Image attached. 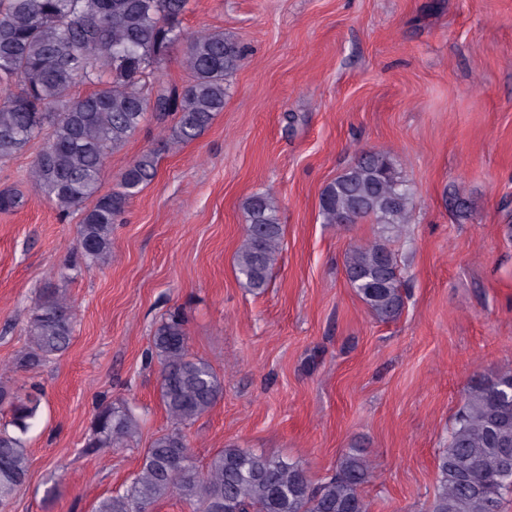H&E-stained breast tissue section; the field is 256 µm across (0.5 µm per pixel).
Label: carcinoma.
<instances>
[{"label":"carcinoma","mask_w":512,"mask_h":512,"mask_svg":"<svg viewBox=\"0 0 512 512\" xmlns=\"http://www.w3.org/2000/svg\"><path fill=\"white\" fill-rule=\"evenodd\" d=\"M187 0H0V160L35 139L43 145L31 177L63 213L82 211L77 247L89 265L104 262L112 224L156 176L158 156L147 152L122 175L120 188L100 193L107 156L141 127L148 111L174 116L163 148L191 142L224 110L227 82L243 51L229 36L185 34ZM182 41L190 82L178 89L155 73L168 48ZM92 90L76 95L77 84ZM18 87L13 91L12 87ZM320 207L328 224L345 217L399 228L410 221L413 198L388 156L369 152L326 186ZM245 238L235 268L254 293L267 287L282 247L277 207L266 192L242 205ZM347 280L380 321L397 318L404 304L396 253L383 240L351 249ZM75 314L64 295L49 292L34 305L25 332L23 368L51 362L69 347ZM160 363V398L172 427L145 449L126 490L99 500L93 512H150L163 498L178 496L193 512H369L361 487L371 478L358 452L346 453L335 473L312 486L298 464L240 448L215 453L199 469L186 429L223 394L206 361L189 354L185 321L171 314L154 333ZM41 401L36 387L0 388V406L11 419L0 427V506L13 498L28 473L22 435ZM134 408L100 406L84 454L126 448L137 433ZM512 446V375L475 380L464 394L438 457V478L429 512H500L512 492V468L500 450Z\"/></svg>","instance_id":"1"}]
</instances>
